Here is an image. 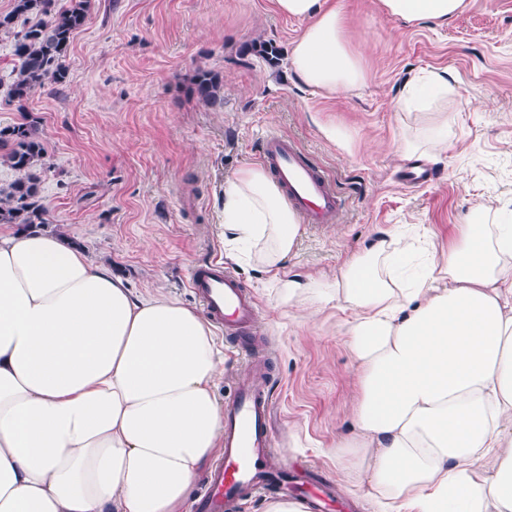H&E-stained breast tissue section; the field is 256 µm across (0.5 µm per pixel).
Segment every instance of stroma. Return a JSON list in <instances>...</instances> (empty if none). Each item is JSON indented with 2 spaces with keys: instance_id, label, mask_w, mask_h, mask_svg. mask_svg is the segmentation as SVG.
<instances>
[{
  "instance_id": "stroma-1",
  "label": "stroma",
  "mask_w": 512,
  "mask_h": 512,
  "mask_svg": "<svg viewBox=\"0 0 512 512\" xmlns=\"http://www.w3.org/2000/svg\"><path fill=\"white\" fill-rule=\"evenodd\" d=\"M346 40L370 73L348 93L324 99L300 88L289 67L302 21L267 0H91L64 64L62 88L45 86L28 103L47 150L42 232L84 247L138 293L164 292L190 308L187 279L200 262L224 256V178L258 163L271 134L293 138L333 177L343 200L337 223L306 224L288 269L333 273L384 232L421 226L439 250L479 203L488 221L512 225V0H463L446 26H411L377 0H336ZM272 43L269 65L250 45ZM18 62L0 34V127L19 122L7 92ZM218 72L224 104L192 97L197 69ZM447 69L453 146L428 161L434 181L410 187L401 136L426 126L424 112H399L405 82ZM335 137H328V127ZM232 271L259 303L246 340L218 336L224 354L219 398L263 370L273 396L272 467L321 468L333 500L321 512H376L367 487H347L336 439L350 435L356 390L344 344L347 313L327 306L304 319L275 308L266 275L245 263Z\"/></svg>"
}]
</instances>
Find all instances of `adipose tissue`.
<instances>
[{"label":"adipose tissue","instance_id":"1","mask_svg":"<svg viewBox=\"0 0 512 512\" xmlns=\"http://www.w3.org/2000/svg\"><path fill=\"white\" fill-rule=\"evenodd\" d=\"M303 21L290 65L331 97L368 73L328 0H270ZM406 23L447 24L462 0H380ZM448 72L406 82L402 112L438 104L399 156L433 159L452 132ZM476 205L447 253L389 233L332 276L288 274L301 234L260 165L224 180V257L258 265L278 305L350 310L357 388L336 461L395 512H512V225ZM222 357L206 318L134 296L84 249L0 229V512H184L219 450Z\"/></svg>","mask_w":512,"mask_h":512}]
</instances>
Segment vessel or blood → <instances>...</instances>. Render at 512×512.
<instances>
[{
  "label": "vessel or blood",
  "mask_w": 512,
  "mask_h": 512,
  "mask_svg": "<svg viewBox=\"0 0 512 512\" xmlns=\"http://www.w3.org/2000/svg\"><path fill=\"white\" fill-rule=\"evenodd\" d=\"M285 190L289 205L303 223L332 224L342 210L334 179L311 163L294 139L272 134L260 153ZM189 287L208 319L228 337L250 330L259 310L253 293L223 263L210 260L193 267ZM271 400L256 382L242 379L224 402L223 453L210 468L193 504V512H237L247 499L264 493L274 438Z\"/></svg>",
  "instance_id": "obj_1"
}]
</instances>
